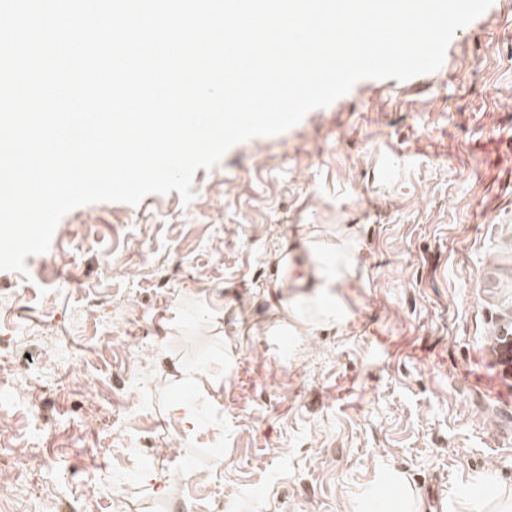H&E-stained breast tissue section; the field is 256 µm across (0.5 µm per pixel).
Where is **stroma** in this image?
<instances>
[{"label":"stroma","mask_w":512,"mask_h":512,"mask_svg":"<svg viewBox=\"0 0 512 512\" xmlns=\"http://www.w3.org/2000/svg\"><path fill=\"white\" fill-rule=\"evenodd\" d=\"M192 191L78 207L0 271V464L31 467L0 512H354L394 471L429 512L512 493V0ZM348 229L342 324L290 335L282 238Z\"/></svg>","instance_id":"stroma-1"}]
</instances>
